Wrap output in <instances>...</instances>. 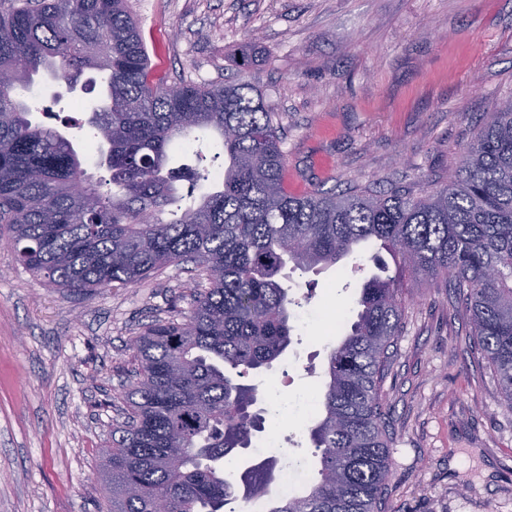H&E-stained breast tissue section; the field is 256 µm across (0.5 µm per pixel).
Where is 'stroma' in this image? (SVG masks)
Segmentation results:
<instances>
[{"label": "stroma", "mask_w": 512, "mask_h": 512, "mask_svg": "<svg viewBox=\"0 0 512 512\" xmlns=\"http://www.w3.org/2000/svg\"><path fill=\"white\" fill-rule=\"evenodd\" d=\"M155 78L249 82L279 112L285 185L448 183L487 112L512 99V0H127ZM253 63L240 69L243 46ZM33 121L85 122L104 91L66 92L39 74ZM170 164L214 173L224 150L209 130L175 143ZM386 250L356 247L338 264L289 273L292 296L321 311L273 366L250 374L265 432L224 459L255 463L273 431L298 466L316 458L296 430L321 394L332 347L356 318L354 298ZM190 263L139 285L63 295L0 245V512H106L99 450L121 417L112 405L132 368L130 342L155 320L189 311L206 288ZM405 325L383 385L393 444L388 512H512V405L474 364L470 328L443 283L406 281Z\"/></svg>", "instance_id": "35a3bbf8"}]
</instances>
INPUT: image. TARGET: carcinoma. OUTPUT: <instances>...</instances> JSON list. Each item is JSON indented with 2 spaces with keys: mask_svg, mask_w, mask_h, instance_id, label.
<instances>
[{
  "mask_svg": "<svg viewBox=\"0 0 512 512\" xmlns=\"http://www.w3.org/2000/svg\"><path fill=\"white\" fill-rule=\"evenodd\" d=\"M46 70L72 86L108 73L88 119L107 146L112 190L88 173L72 141L34 125L18 89ZM0 224L18 261L64 293L125 288L190 262L206 274L180 322L154 321L130 345L135 364L121 426L101 449L112 512H384L392 443L382 386L404 329L403 279L440 280L471 326L472 353L512 404V108L487 114L448 183L371 186L300 195L284 185L281 117L245 81L168 86L151 76L125 0H9L0 8ZM215 130L228 166L222 189L181 201L171 144ZM377 241L395 273L373 277L356 319L327 358L319 417L309 431L318 468L301 493L274 497L275 462L233 482L224 457L247 449L263 419L244 378L269 369L291 342L296 300L286 264L335 265Z\"/></svg>",
  "mask_w": 512,
  "mask_h": 512,
  "instance_id": "cac0c4a2",
  "label": "carcinoma"
}]
</instances>
